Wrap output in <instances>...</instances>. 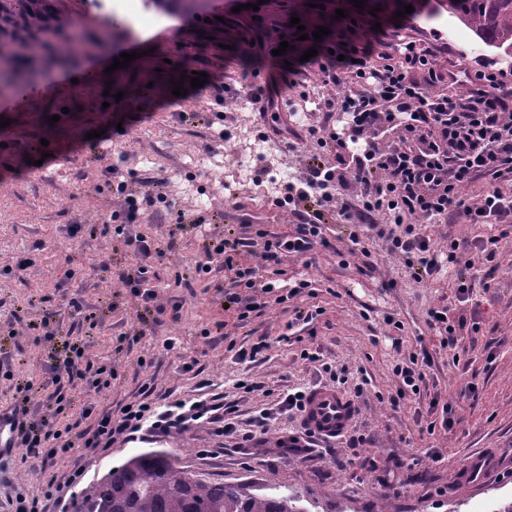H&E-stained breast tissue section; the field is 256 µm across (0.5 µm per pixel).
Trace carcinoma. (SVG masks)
<instances>
[{
  "label": "carcinoma",
  "instance_id": "1",
  "mask_svg": "<svg viewBox=\"0 0 512 512\" xmlns=\"http://www.w3.org/2000/svg\"><path fill=\"white\" fill-rule=\"evenodd\" d=\"M202 0H146L169 15L193 14ZM436 10L468 28L477 41L512 58V0H437ZM16 30L13 54L27 56L42 21L34 13L3 15ZM299 492L268 483L224 482L195 475L164 449L143 450L93 480L83 492L84 512H309Z\"/></svg>",
  "mask_w": 512,
  "mask_h": 512
}]
</instances>
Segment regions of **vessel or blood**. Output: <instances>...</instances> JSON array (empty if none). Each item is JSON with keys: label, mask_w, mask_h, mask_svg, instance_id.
<instances>
[{"label": "vessel or blood", "mask_w": 512, "mask_h": 512, "mask_svg": "<svg viewBox=\"0 0 512 512\" xmlns=\"http://www.w3.org/2000/svg\"><path fill=\"white\" fill-rule=\"evenodd\" d=\"M357 407L347 393L327 386L307 390L301 411L304 429L324 439L344 434L356 417Z\"/></svg>", "instance_id": "1"}]
</instances>
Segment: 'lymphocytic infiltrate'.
Returning a JSON list of instances; mask_svg holds the SVG:
<instances>
[{"label":"lymphocytic infiltrate","mask_w":512,"mask_h":512,"mask_svg":"<svg viewBox=\"0 0 512 512\" xmlns=\"http://www.w3.org/2000/svg\"><path fill=\"white\" fill-rule=\"evenodd\" d=\"M311 63L327 84L338 82L344 70L357 78L358 90L327 101L326 108L351 120L364 142L362 156L343 171L317 163L310 166L297 198L313 204L312 217L297 225L294 233L264 240V262H279L285 254L304 255L321 244V210L350 184L357 192L339 210L342 223L381 241L419 283L427 282L444 265L459 262L456 245L440 255L423 234V223L450 222L458 215L472 224H504L512 219V197L499 188L476 199L463 193L475 178L512 176V72L489 67L461 80L440 67L431 47L406 39L400 41L392 63L380 62L368 41L344 48L339 57L321 53ZM442 82L451 85V92L433 93V86ZM392 131L398 140L386 143ZM138 211L137 201H130L124 223L103 227L104 232L125 238L134 262L124 284L135 294L150 278L147 240L125 233ZM241 244V237L233 233L217 238L196 264L195 274L208 277L216 262L235 270L237 287L251 292L241 312L246 319L265 307L271 287L260 283L258 268H235ZM50 354L58 382L44 406L30 408L29 387L19 384L10 409L15 448L22 459L34 460L40 467H49L58 455L77 448L92 454L116 439L146 440L181 433L197 423L210 425L219 435L237 431L236 406L220 394L162 405L152 400L153 390L147 386L141 399L130 406L94 414L92 404H74L64 380L79 376L88 390L97 393L110 387L115 376L112 365L88 361L78 339L62 340L51 347Z\"/></svg>","instance_id":"obj_1"}]
</instances>
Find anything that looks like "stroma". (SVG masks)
Here are the masks:
<instances>
[{
    "instance_id": "35a3bbf8",
    "label": "stroma",
    "mask_w": 512,
    "mask_h": 512,
    "mask_svg": "<svg viewBox=\"0 0 512 512\" xmlns=\"http://www.w3.org/2000/svg\"><path fill=\"white\" fill-rule=\"evenodd\" d=\"M49 2L52 14L73 20V29L57 31L56 38L77 37L76 55L39 49L18 60L10 36H0V63L36 74L20 88H0V116L11 121L0 127V410L10 405L16 382H31L34 408L53 391L43 338L49 331L70 333L84 340L92 360L117 371L111 388L100 393L73 389L75 400H91L97 410H118L146 384L161 398L193 397L206 379L209 393L237 402L241 424L260 410L274 411L266 432L247 449L238 435L219 437L206 425L148 444L173 452L192 473L258 485L272 479L304 495L311 512H492L512 501V227L489 262L474 247L485 226L461 218L425 224L436 249L447 250L452 238L459 242L461 262L419 284L380 242H368L371 258L355 252L349 227L325 209L327 244L311 255L267 265L254 248L240 249L237 263L259 267L274 295L287 294L296 281L310 282L300 297L269 303L244 322L238 305L218 290L230 285L232 272L217 263L211 279L192 274L208 239L230 231L251 238L260 231L294 232L300 215L280 201L286 182L317 149L306 130L349 131L324 104L354 88L352 74L323 83L301 60L291 17L310 31L327 27L326 47L375 36L378 54L391 56L400 39L427 41L440 47L438 60L447 70L474 71L495 61V53L451 20L398 25L396 13L417 0H365L361 9L352 0H315L312 8L306 0H263L258 10L236 13L225 10L224 0H210L203 14L177 16L168 25L158 14L107 31L108 12L96 0ZM282 31L290 48L270 61L257 42ZM133 51L139 57L129 67L105 75L108 59ZM195 71L206 73L203 86L174 96V81ZM271 73L285 80V122L261 118L239 96ZM116 93L120 102L106 103V95ZM243 126L251 131V148L228 155ZM159 180L166 202L145 208L134 229L165 252L150 260L157 274L149 282L153 302L167 313L161 326L146 319L144 302L120 281L133 262L122 237L102 232L124 206L117 184L140 199L155 194ZM200 216L206 223L197 230L191 221ZM102 260L108 272L90 274L89 266ZM21 261L26 267L20 271ZM466 270L475 278L473 299L458 305L454 284ZM76 293L87 321L70 316L67 301ZM443 306L466 326L454 356L440 350L429 324V311ZM297 307L321 308L313 332L289 329ZM47 309L56 317L46 327ZM260 336L270 339L263 357L239 360L237 349ZM168 338L175 341L170 350L163 346ZM305 348L319 353L320 363L301 359ZM423 350L431 365L420 394L391 408L394 365ZM324 361L345 370L343 390L356 395L357 417L342 437L288 452L283 441L303 429L299 415L280 411L279 402L288 389L328 384ZM245 375L257 385L247 395L235 388ZM470 381L475 389L468 393ZM435 400L453 405L456 423L431 435L424 428ZM148 445L117 442L83 460L62 456L44 471L18 453L0 456V512H15L17 493L66 482L78 464L82 483L68 490L65 506L81 512L85 484ZM432 449L440 461L429 457ZM390 468L398 481L394 492L382 485Z\"/></svg>"
}]
</instances>
